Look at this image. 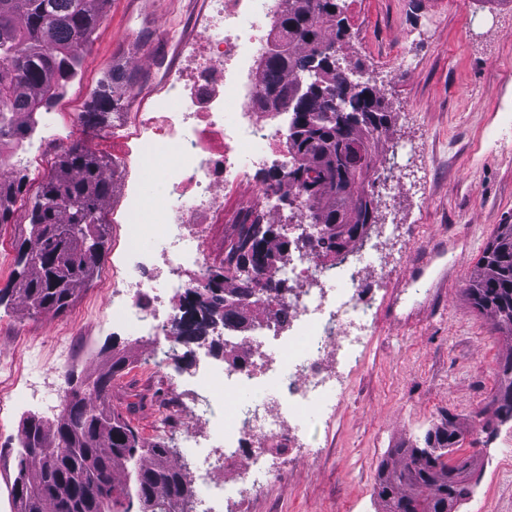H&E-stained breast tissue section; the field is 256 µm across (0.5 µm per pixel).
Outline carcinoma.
Instances as JSON below:
<instances>
[{
  "label": "carcinoma",
  "mask_w": 512,
  "mask_h": 512,
  "mask_svg": "<svg viewBox=\"0 0 512 512\" xmlns=\"http://www.w3.org/2000/svg\"><path fill=\"white\" fill-rule=\"evenodd\" d=\"M109 0H0V139L21 143L34 130L35 115L49 110L76 76L81 57L104 17ZM274 29L286 50L259 65L267 97L292 114L288 149L296 157L288 181L304 197L314 224L333 225L324 232L323 256L342 248L350 252L374 224L363 200L376 173L375 148L388 130L391 113L373 86L351 85L337 70L329 49H343L348 35L341 0H283ZM315 77L316 90L298 92L297 77ZM133 81L124 67L112 69L94 92L86 125H104L122 108L123 86ZM341 111H336V106ZM313 115L317 127L305 128ZM112 162L80 144L58 158L29 211V230L15 259L14 288L0 292L31 315L60 314L74 303L80 287L96 270L105 251L107 225L101 210L112 192ZM25 175L13 167L0 175V224H9L23 194ZM288 253V243L262 236L248 253L258 273L274 267ZM224 294L248 292V280L224 274ZM471 304L490 317L495 330L512 333V224H499L479 258L467 288ZM181 342L207 338L214 319L247 328L249 312L223 302L216 315L198 318L195 309ZM127 359L112 353L110 365L71 389L64 413L52 423L30 417L23 423L10 476L14 512H174L189 498L183 466L161 444L145 445L139 431L109 398L112 379ZM498 389L489 407L500 422L512 421V351L498 363ZM467 429L452 417L423 435L387 452L379 463L373 497L381 512H450L474 490L467 476L452 470L453 455ZM68 448L65 481L69 499L50 493L59 475L44 469L43 451Z\"/></svg>",
  "instance_id": "1"
}]
</instances>
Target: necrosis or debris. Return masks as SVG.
Wrapping results in <instances>:
<instances>
[{"label":"necrosis or debris","mask_w":512,"mask_h":512,"mask_svg":"<svg viewBox=\"0 0 512 512\" xmlns=\"http://www.w3.org/2000/svg\"><path fill=\"white\" fill-rule=\"evenodd\" d=\"M281 0H206L196 35L151 108L112 133V153L128 191L115 223L123 227V272L112 278L122 295L112 303V327L144 336H178L188 293L203 292L212 270L207 245L224 221V189L240 187L257 169L258 153L278 156L281 172L295 159L288 134L269 125L255 103L265 87L258 62L272 38L269 20ZM158 166L161 189L145 199L137 184ZM416 167L413 147L394 143L392 158L372 191L394 195ZM304 239L272 271L256 274L249 305L256 317L245 339L216 333V342L245 352L236 369L199 365L193 386L204 395L201 413L211 447L194 432L185 438L200 463L192 483L201 512L219 501L257 493L283 472L280 455L305 446L302 416L327 409L336 396V367L359 363L373 327L365 254L331 264L318 255L319 229L303 225ZM151 247H142V237ZM223 400V414L213 403ZM273 454L245 455L252 439ZM241 467L237 480L224 471Z\"/></svg>","instance_id":"1"}]
</instances>
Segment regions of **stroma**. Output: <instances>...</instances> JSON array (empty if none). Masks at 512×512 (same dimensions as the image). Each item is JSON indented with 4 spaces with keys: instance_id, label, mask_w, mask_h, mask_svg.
Instances as JSON below:
<instances>
[{
    "instance_id": "35a3bbf8",
    "label": "stroma",
    "mask_w": 512,
    "mask_h": 512,
    "mask_svg": "<svg viewBox=\"0 0 512 512\" xmlns=\"http://www.w3.org/2000/svg\"><path fill=\"white\" fill-rule=\"evenodd\" d=\"M203 7L204 0H111L77 77L53 106L61 139L14 158L26 191L12 223L0 224V288L11 281L30 201L57 156L82 142L111 157L112 125L149 108L165 66L179 60L188 19ZM344 12L347 59L381 88L392 115L377 158L390 157L391 141L411 142L419 155L416 186L378 202L379 219L394 218L403 234L385 244L384 269L368 276L376 316L362 362L346 374L333 407L309 415L319 455L296 453L283 476L235 503L233 512H379L373 485L388 450L423 434L445 411L471 424L488 407L499 360L512 351V339L465 296L496 226L512 224V0H346ZM406 57L411 67H403ZM119 65L136 72L122 111L103 130L73 128L100 80ZM123 190L113 181L102 210L111 224L107 252L69 310L32 316L0 304V367L12 370L0 383V449L15 447L23 420L39 413L23 403L28 370L40 372L51 388L67 389L53 370L58 343L68 347L71 371L84 377L97 374L117 347L129 367L112 382L113 409L146 443L171 448L192 473L184 434L206 430L194 415L200 399L191 385L193 360L182 344L171 343L170 356L161 358L153 353L155 337L112 331L105 279L120 233L112 216ZM265 221L251 186L225 193L224 221L209 245L214 264H221L242 225ZM448 235L456 246L430 267L435 274L457 264L446 293L406 283L411 264ZM510 444L512 422L466 437L459 454L472 458L478 481L459 512H512V460L504 456Z\"/></svg>"
}]
</instances>
